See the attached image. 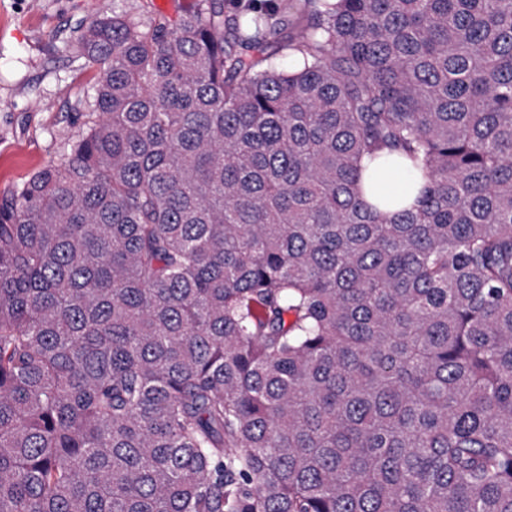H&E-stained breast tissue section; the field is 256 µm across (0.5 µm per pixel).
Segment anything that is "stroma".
Returning a JSON list of instances; mask_svg holds the SVG:
<instances>
[{"mask_svg":"<svg viewBox=\"0 0 512 512\" xmlns=\"http://www.w3.org/2000/svg\"><path fill=\"white\" fill-rule=\"evenodd\" d=\"M192 0H0V196L58 161L79 134L91 72L66 55L115 10L176 16Z\"/></svg>","mask_w":512,"mask_h":512,"instance_id":"stroma-1","label":"stroma"}]
</instances>
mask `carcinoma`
Returning a JSON list of instances; mask_svg holds the SVG:
<instances>
[{"label": "carcinoma", "mask_w": 512, "mask_h": 512, "mask_svg": "<svg viewBox=\"0 0 512 512\" xmlns=\"http://www.w3.org/2000/svg\"><path fill=\"white\" fill-rule=\"evenodd\" d=\"M298 11L81 34L0 197V512H512V0Z\"/></svg>", "instance_id": "carcinoma-1"}]
</instances>
